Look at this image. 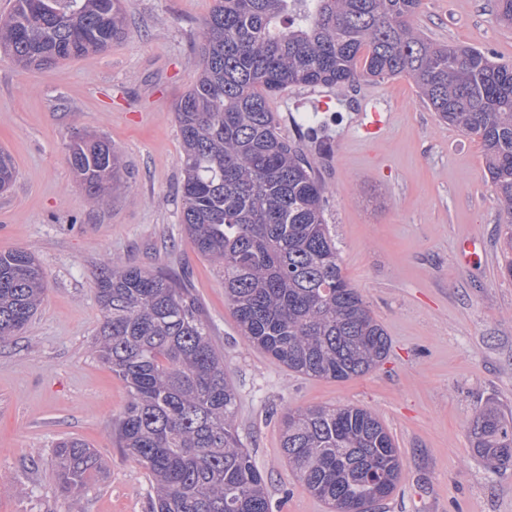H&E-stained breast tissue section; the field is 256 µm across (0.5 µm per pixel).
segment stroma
Masks as SVG:
<instances>
[{
	"mask_svg": "<svg viewBox=\"0 0 512 512\" xmlns=\"http://www.w3.org/2000/svg\"><path fill=\"white\" fill-rule=\"evenodd\" d=\"M215 0H123L128 34L104 53L23 70L0 52V149L17 167L0 191V251H31L47 296L28 328L0 344V512H149L151 478L115 445L124 382L91 356L100 326L96 278L115 262L185 276L238 394L237 426L274 512H329L281 451L289 408L370 410L401 457L377 512H512V462L478 456L469 427L493 407L512 416V262L478 138L440 122L405 77L339 90L294 86L269 98L282 135L326 122L329 150H304L327 188L325 221L342 271L391 341L388 358L343 382L288 371L243 339L224 280L181 224L180 98L198 77L201 27ZM415 28L512 63V27L495 0H424ZM390 113L383 140L354 132L371 102ZM107 137L122 159L111 195L90 203L67 161L74 132ZM476 246L463 263L460 241ZM87 441L105 460L63 497L51 453Z\"/></svg>",
	"mask_w": 512,
	"mask_h": 512,
	"instance_id": "35a3bbf8",
	"label": "stroma"
}]
</instances>
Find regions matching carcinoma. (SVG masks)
Listing matches in <instances>:
<instances>
[{
    "label": "carcinoma",
    "instance_id": "carcinoma-1",
    "mask_svg": "<svg viewBox=\"0 0 512 512\" xmlns=\"http://www.w3.org/2000/svg\"><path fill=\"white\" fill-rule=\"evenodd\" d=\"M423 0H216L202 25L200 75L176 107L183 152L181 223L197 253L224 273V298L247 343L310 377L345 381L383 362L389 338L342 274L325 224V185L304 149L285 139L267 98L290 86L328 90L407 77L439 120L479 138L512 250V63L438 43L413 26ZM127 35L122 0H14L0 48L26 70L102 52ZM68 162L88 197L104 200L121 168L112 144L74 137ZM0 150V191L16 179ZM35 256L0 253V344L41 306ZM91 349L130 399L116 429L122 451L152 482V512H273L265 480L236 427L237 396L198 299L163 269L107 264ZM482 457L512 461V420L473 421ZM281 448L293 477L333 512H349L400 478L398 448L372 412L290 409ZM66 494L102 468L78 438L52 451Z\"/></svg>",
    "mask_w": 512,
    "mask_h": 512
}]
</instances>
